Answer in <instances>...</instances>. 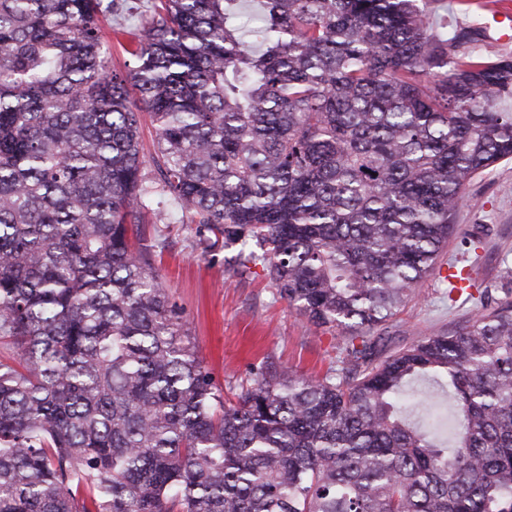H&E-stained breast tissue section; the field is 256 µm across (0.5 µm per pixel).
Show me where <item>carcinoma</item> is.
I'll use <instances>...</instances> for the list:
<instances>
[{
	"mask_svg": "<svg viewBox=\"0 0 512 512\" xmlns=\"http://www.w3.org/2000/svg\"><path fill=\"white\" fill-rule=\"evenodd\" d=\"M236 2L113 28L121 74L118 0H0V512H512V300L390 354L371 335L512 158V57L437 34L430 0ZM156 198L341 328L336 368L263 363L226 397L143 252ZM426 376L447 447L410 422Z\"/></svg>",
	"mask_w": 512,
	"mask_h": 512,
	"instance_id": "cac0c4a2",
	"label": "carcinoma"
}]
</instances>
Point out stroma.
<instances>
[{
    "instance_id": "stroma-1",
    "label": "stroma",
    "mask_w": 512,
    "mask_h": 512,
    "mask_svg": "<svg viewBox=\"0 0 512 512\" xmlns=\"http://www.w3.org/2000/svg\"><path fill=\"white\" fill-rule=\"evenodd\" d=\"M153 266L187 325L194 352L223 387L237 386L264 361L304 375H324L336 363L339 330L308 323L252 267L243 276L227 275L236 263L234 248L180 223L168 206L150 204L142 214ZM456 233L434 271L411 301L380 333L395 352L440 330L465 325L476 300H449L448 265L467 266L474 292L491 289L494 299L512 293V161H502L477 177L456 216ZM425 405L412 417L429 437L448 440L447 418L454 412L446 391L428 379L416 382Z\"/></svg>"
}]
</instances>
